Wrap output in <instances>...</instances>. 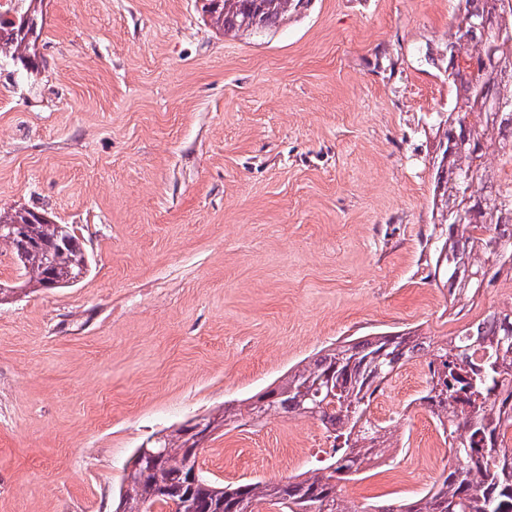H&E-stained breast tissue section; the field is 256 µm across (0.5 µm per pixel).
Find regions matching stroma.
<instances>
[{
	"label": "stroma",
	"mask_w": 512,
	"mask_h": 512,
	"mask_svg": "<svg viewBox=\"0 0 512 512\" xmlns=\"http://www.w3.org/2000/svg\"><path fill=\"white\" fill-rule=\"evenodd\" d=\"M459 0H312L224 35L198 0H44L36 68L0 62V208L73 228L74 286L22 291L0 246V512H115L149 435L263 392L350 337L442 341L512 309L500 275L463 310L433 279L434 123L455 90ZM420 362L371 406L387 458L358 505L420 495L448 465ZM316 420L228 425L203 471L317 467Z\"/></svg>",
	"instance_id": "1"
}]
</instances>
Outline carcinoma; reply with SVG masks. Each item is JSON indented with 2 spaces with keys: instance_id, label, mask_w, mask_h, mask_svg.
<instances>
[{
  "instance_id": "carcinoma-1",
  "label": "carcinoma",
  "mask_w": 512,
  "mask_h": 512,
  "mask_svg": "<svg viewBox=\"0 0 512 512\" xmlns=\"http://www.w3.org/2000/svg\"><path fill=\"white\" fill-rule=\"evenodd\" d=\"M17 20L0 21V61L26 66L36 58L44 28L43 0H25ZM311 0H201V11L225 33L275 28L307 10ZM448 82L456 95L439 119L434 165L433 211L442 225L433 277L444 280L453 299L472 301L465 286L480 273L493 285L512 270V178L487 163L494 154L512 166V0H461L448 34ZM1 224L21 229L0 232L27 283L70 287L89 258L67 224L40 219L25 208L0 212ZM428 359L429 379L419 400L432 413L453 451V462L432 487L406 504L370 510L344 494L364 464L391 447L390 424L369 417L371 404L405 364ZM275 399L260 407L248 401L222 415L202 416L216 430L247 417L304 416L320 422L330 441L327 462L294 481H246L226 485L198 462L197 433L182 425L148 441L151 456L138 466L118 494L122 512H148L160 505L176 512H512V309L493 310L443 343L414 332L359 336L320 351L288 371L266 390Z\"/></svg>"
}]
</instances>
